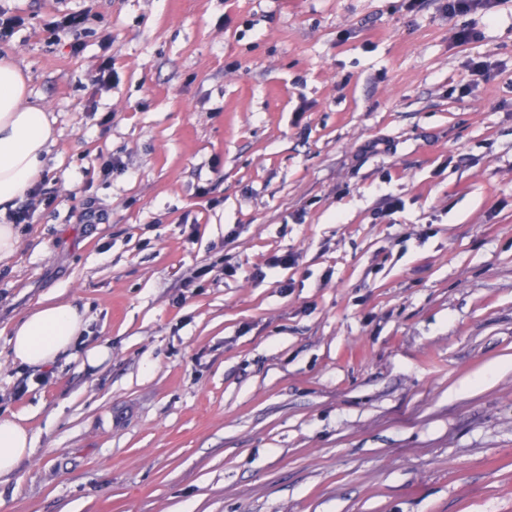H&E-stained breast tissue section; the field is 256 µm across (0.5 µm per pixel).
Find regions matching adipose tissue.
<instances>
[{"label":"adipose tissue","mask_w":512,"mask_h":512,"mask_svg":"<svg viewBox=\"0 0 512 512\" xmlns=\"http://www.w3.org/2000/svg\"><path fill=\"white\" fill-rule=\"evenodd\" d=\"M55 141V129L44 109L30 103L26 79L13 61L0 60V260L17 250L18 237L7 224L10 209L26 198ZM85 329L83 313L72 304L41 301L13 328L14 361L41 367L66 354ZM32 451V439L16 418L0 417V478L15 474Z\"/></svg>","instance_id":"ef3b65f1"}]
</instances>
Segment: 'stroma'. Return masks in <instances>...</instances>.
Instances as JSON below:
<instances>
[{"mask_svg":"<svg viewBox=\"0 0 512 512\" xmlns=\"http://www.w3.org/2000/svg\"><path fill=\"white\" fill-rule=\"evenodd\" d=\"M442 5L0 0L57 130L0 262V512H512V0ZM48 298L83 336L15 363ZM443 11L448 17L466 15L472 11L482 10L491 15L501 0H448L444 1ZM87 20L88 13L86 11L67 12L59 20L48 26V28L57 37L59 34L72 37L70 43L71 50L73 53H78L80 50L79 38ZM32 452V438L14 417H0V478L15 474L21 461Z\"/></svg>","mask_w":512,"mask_h":512,"instance_id":"35a3bbf8","label":"stroma"}]
</instances>
